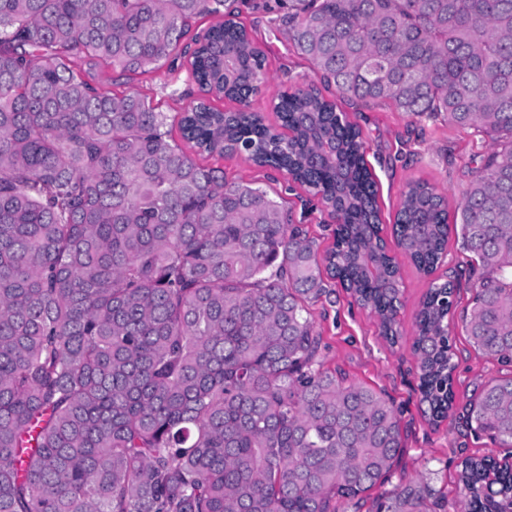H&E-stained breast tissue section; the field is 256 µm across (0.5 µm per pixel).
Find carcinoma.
Masks as SVG:
<instances>
[{
	"instance_id": "carcinoma-1",
	"label": "carcinoma",
	"mask_w": 512,
	"mask_h": 512,
	"mask_svg": "<svg viewBox=\"0 0 512 512\" xmlns=\"http://www.w3.org/2000/svg\"><path fill=\"white\" fill-rule=\"evenodd\" d=\"M234 17L232 0H0V512H336L400 457L392 402L321 368L308 308L336 279L398 342L400 270L362 133L312 80L274 104L289 137L212 106L267 82ZM287 23L340 98L491 138L454 218L411 182L393 236L430 274L455 227L480 268L470 345L512 366V0H288ZM180 57L202 92L182 139L333 206L324 257L269 190L198 164L148 97L98 78ZM456 294L433 282L416 320L434 425L455 401ZM465 421L512 447V371L468 399ZM461 482L464 512H512L511 464L469 456ZM425 499L411 487L376 509Z\"/></svg>"
}]
</instances>
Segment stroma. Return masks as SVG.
I'll return each instance as SVG.
<instances>
[{"mask_svg": "<svg viewBox=\"0 0 512 512\" xmlns=\"http://www.w3.org/2000/svg\"><path fill=\"white\" fill-rule=\"evenodd\" d=\"M262 0H237L239 19L264 51L271 76L263 94L251 103L269 126H278L273 100L281 92L310 75L309 63L299 57L288 40V27L261 7ZM112 88H130L147 94L158 111L177 119L187 101L198 97L197 86L189 81L186 68L162 66L134 78L113 74ZM179 89L172 97L171 89ZM343 110L361 128L366 158L375 176L385 239H392V225L400 196L408 183L425 181L435 185L456 209L473 170L491 148L488 137L462 129L438 118H416L395 111L384 101L343 102ZM197 162L223 166L228 179H254L279 192L285 199L292 224L299 227L318 251L328 250L334 241L336 221L319 197L300 186L290 185L287 176L259 168L241 156L220 158L196 153ZM402 278V306L398 314L402 336L390 345L380 336L378 322L369 309L354 302L339 285L311 303L315 329L322 337L319 359L324 368L346 375L348 380L385 392L401 414L403 453L388 480L384 493L409 484L423 483L430 494L427 512H460V463L471 455H488L512 463V447L489 436H475L463 418L467 398L481 384L498 377L499 365L477 355L465 336L463 321L472 307L476 266L471 254L462 249L456 236H449L446 255L433 275L421 273L402 252H395ZM459 282L458 303L453 313V361L455 406L439 426H432L421 402L412 351L415 321L430 281Z\"/></svg>", "mask_w": 512, "mask_h": 512, "instance_id": "stroma-1", "label": "stroma"}]
</instances>
